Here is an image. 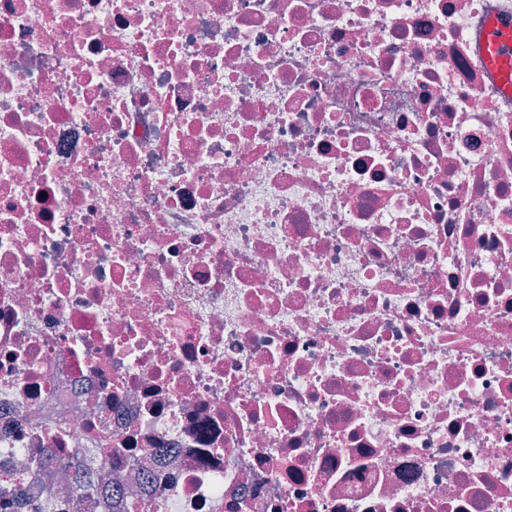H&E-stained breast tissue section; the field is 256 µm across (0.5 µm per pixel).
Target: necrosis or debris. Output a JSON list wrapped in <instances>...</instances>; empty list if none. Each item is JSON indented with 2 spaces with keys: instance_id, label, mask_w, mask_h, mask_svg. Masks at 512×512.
I'll return each mask as SVG.
<instances>
[{
  "instance_id": "1",
  "label": "necrosis or debris",
  "mask_w": 512,
  "mask_h": 512,
  "mask_svg": "<svg viewBox=\"0 0 512 512\" xmlns=\"http://www.w3.org/2000/svg\"><path fill=\"white\" fill-rule=\"evenodd\" d=\"M512 0H0V465L81 512H512ZM481 50L488 70L507 94H512V19L504 18L490 24L484 34Z\"/></svg>"
}]
</instances>
